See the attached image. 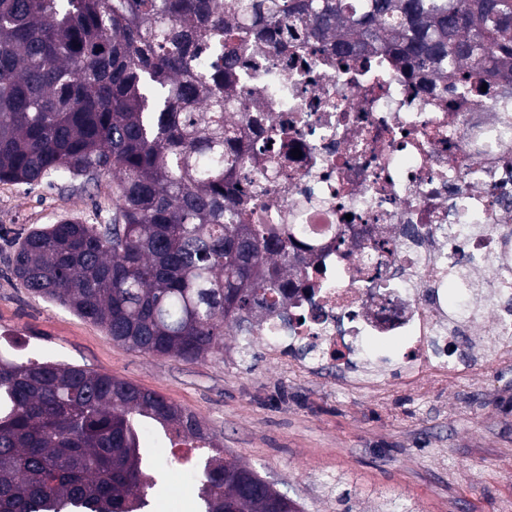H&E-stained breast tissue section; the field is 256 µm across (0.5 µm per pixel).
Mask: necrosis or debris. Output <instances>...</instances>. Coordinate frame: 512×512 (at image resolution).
<instances>
[{"label":"necrosis or debris","instance_id":"4bbe7bcc","mask_svg":"<svg viewBox=\"0 0 512 512\" xmlns=\"http://www.w3.org/2000/svg\"><path fill=\"white\" fill-rule=\"evenodd\" d=\"M433 80L434 92L387 56L339 59L298 34L240 48L225 83L252 221L294 225L301 260L287 320L261 334L346 390L375 391L373 370L415 382L512 361V79L468 94L448 73ZM393 338L396 354L367 349Z\"/></svg>","mask_w":512,"mask_h":512}]
</instances>
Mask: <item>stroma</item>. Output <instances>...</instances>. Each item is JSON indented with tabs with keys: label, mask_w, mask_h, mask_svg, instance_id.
I'll list each match as a JSON object with an SVG mask.
<instances>
[{
	"label": "stroma",
	"mask_w": 512,
	"mask_h": 512,
	"mask_svg": "<svg viewBox=\"0 0 512 512\" xmlns=\"http://www.w3.org/2000/svg\"><path fill=\"white\" fill-rule=\"evenodd\" d=\"M112 214V179L0 182V353L86 367L156 392L200 418L214 443L292 499L300 512H512V363L489 386L426 382L343 391L325 374L278 363L260 337L236 332L223 353L188 362L124 349L67 307L31 295L10 272L20 237L72 217ZM159 469L147 512H181L196 482L170 464L159 426L144 420Z\"/></svg>",
	"instance_id": "1"
}]
</instances>
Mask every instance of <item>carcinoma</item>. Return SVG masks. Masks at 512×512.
<instances>
[{
    "label": "carcinoma",
    "mask_w": 512,
    "mask_h": 512,
    "mask_svg": "<svg viewBox=\"0 0 512 512\" xmlns=\"http://www.w3.org/2000/svg\"><path fill=\"white\" fill-rule=\"evenodd\" d=\"M243 10L248 32L224 26ZM294 30L339 57L451 70L462 90L512 76V0H0V182L112 176L108 223L63 218L18 243L23 288L157 356L196 361L260 328L288 239L246 223L224 75L245 34ZM141 418L172 448L207 440L156 392L0 357V512H141ZM196 479L203 512H272L276 490L218 448Z\"/></svg>",
    "instance_id": "1"
}]
</instances>
